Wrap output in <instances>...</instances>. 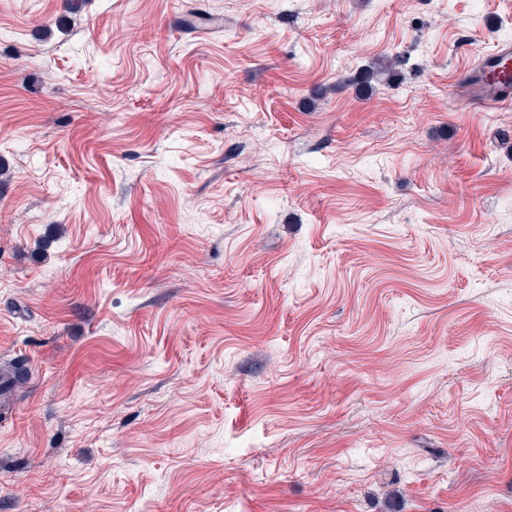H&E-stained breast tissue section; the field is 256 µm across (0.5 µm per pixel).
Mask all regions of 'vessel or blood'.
I'll use <instances>...</instances> for the list:
<instances>
[{
	"mask_svg": "<svg viewBox=\"0 0 512 512\" xmlns=\"http://www.w3.org/2000/svg\"><path fill=\"white\" fill-rule=\"evenodd\" d=\"M473 102L494 107L512 102V43L499 44L472 70L468 85Z\"/></svg>",
	"mask_w": 512,
	"mask_h": 512,
	"instance_id": "vessel-or-blood-1",
	"label": "vessel or blood"
}]
</instances>
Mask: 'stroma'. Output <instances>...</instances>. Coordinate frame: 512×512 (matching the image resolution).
I'll list each match as a JSON object with an SVG mask.
<instances>
[{"label": "stroma", "instance_id": "stroma-1", "mask_svg": "<svg viewBox=\"0 0 512 512\" xmlns=\"http://www.w3.org/2000/svg\"><path fill=\"white\" fill-rule=\"evenodd\" d=\"M67 2L0 0V512H512V0ZM470 99L482 107L511 104L512 101V43L499 44L483 56L479 66L470 74Z\"/></svg>", "mask_w": 512, "mask_h": 512}]
</instances>
